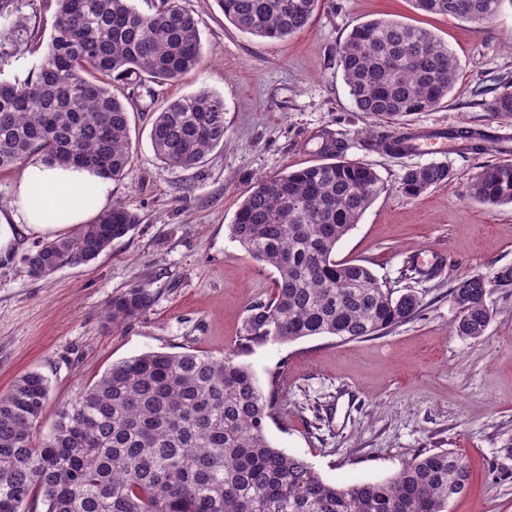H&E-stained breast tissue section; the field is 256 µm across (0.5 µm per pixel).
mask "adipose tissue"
<instances>
[{
    "label": "adipose tissue",
    "mask_w": 512,
    "mask_h": 512,
    "mask_svg": "<svg viewBox=\"0 0 512 512\" xmlns=\"http://www.w3.org/2000/svg\"><path fill=\"white\" fill-rule=\"evenodd\" d=\"M111 193L110 180L83 168L45 164L27 168L9 215L0 214V253L12 247L18 234L43 239L88 223L92 217L88 200L103 203Z\"/></svg>",
    "instance_id": "1"
}]
</instances>
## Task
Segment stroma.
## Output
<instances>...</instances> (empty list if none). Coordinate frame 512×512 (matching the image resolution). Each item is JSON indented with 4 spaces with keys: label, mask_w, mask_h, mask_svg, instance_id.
<instances>
[{
    "label": "stroma",
    "mask_w": 512,
    "mask_h": 512,
    "mask_svg": "<svg viewBox=\"0 0 512 512\" xmlns=\"http://www.w3.org/2000/svg\"><path fill=\"white\" fill-rule=\"evenodd\" d=\"M182 4L199 21L197 68L171 84L145 77L113 86L130 112L133 162L113 182L112 198L139 215L135 231L95 262L38 280L21 262L31 237L19 236L0 257V391L23 373H42L49 425L112 362L150 351L229 353L261 387L278 379L269 438L325 479L382 480L421 451L447 448L470 469L468 491L448 512H512V280L504 278L512 272V205L464 196L472 176L500 157L492 150L443 156L448 183L408 196L399 189L402 174L432 156L378 146L410 125L512 133V115L479 104L512 90V6L475 26L418 10L413 0H322L306 29L272 42L237 30L214 0ZM55 13V0H21L26 31L0 44V79L28 77ZM379 17L429 29L456 53L460 78L439 106L404 117L356 110L336 51L356 24ZM201 90L224 101V145L196 168L164 165L151 124L167 103ZM324 134L342 158L371 165L387 187L338 244L337 259L367 266L395 294L413 292L420 308L370 339L243 342L247 308L268 299L275 274L232 239L237 205L256 179L321 161ZM415 252L441 253L444 264L433 276L414 274L405 261ZM468 275L492 285L486 303L494 318L478 339L451 329L458 309L450 290ZM138 285L153 294L151 308L108 324L112 297Z\"/></svg>",
    "instance_id": "1"
}]
</instances>
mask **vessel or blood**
Wrapping results in <instances>:
<instances>
[{
	"label": "vessel or blood",
	"mask_w": 512,
	"mask_h": 512,
	"mask_svg": "<svg viewBox=\"0 0 512 512\" xmlns=\"http://www.w3.org/2000/svg\"><path fill=\"white\" fill-rule=\"evenodd\" d=\"M401 153L410 155H458L470 151L471 137L457 125L409 126L390 137Z\"/></svg>",
	"instance_id": "1"
}]
</instances>
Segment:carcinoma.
Here are the masks:
<instances>
[{
  "label": "carcinoma",
  "mask_w": 512,
  "mask_h": 512,
  "mask_svg": "<svg viewBox=\"0 0 512 512\" xmlns=\"http://www.w3.org/2000/svg\"><path fill=\"white\" fill-rule=\"evenodd\" d=\"M236 29L270 40L306 28L318 0H215ZM502 0H415L418 9L476 23ZM47 50L24 82L0 80V168L35 151L43 162L76 166L120 181L131 167L130 114L112 83L147 74L176 82L202 55L198 21L181 0L153 14L134 0H57ZM338 65L359 112H425L454 89L460 64L432 31L391 18L351 30ZM512 112V92L481 102ZM156 159L191 169L224 146V102L208 91L171 101L154 118ZM441 163L406 170L400 186L416 196L448 182ZM385 191L368 164L320 162L259 178L229 225L253 259L275 273L268 300L250 305L246 342L289 343L332 335L343 341L378 336L410 320L412 293L393 297L370 269L336 259V246ZM465 197L512 204V162L483 168ZM139 216L120 202L73 233L36 242L22 256L40 279L87 265L127 236ZM484 278L457 281L453 332L477 339L493 312ZM152 293L129 288L114 296L107 319L118 326L144 315ZM264 392L234 360L197 352H147L112 363L39 428L48 380L29 371L0 392V512H448L468 488L469 469L440 448L408 460L381 481L334 484L305 459L278 449L265 421L277 410L276 381Z\"/></svg>",
  "instance_id": "obj_1"
}]
</instances>
